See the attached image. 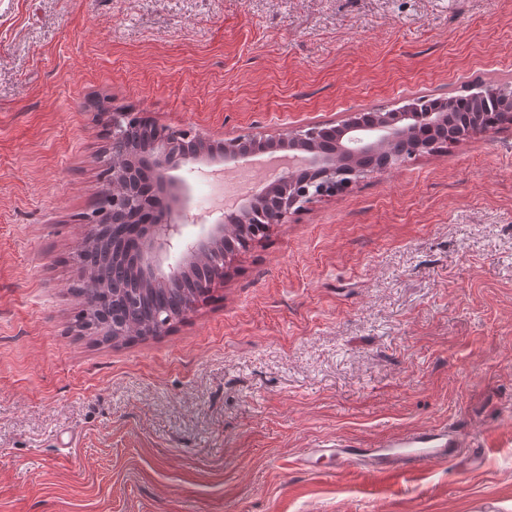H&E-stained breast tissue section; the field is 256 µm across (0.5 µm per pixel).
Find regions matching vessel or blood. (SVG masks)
<instances>
[{
  "label": "vessel or blood",
  "instance_id": "b4317fda",
  "mask_svg": "<svg viewBox=\"0 0 512 512\" xmlns=\"http://www.w3.org/2000/svg\"><path fill=\"white\" fill-rule=\"evenodd\" d=\"M467 439L445 426L401 434L377 448H356L339 441L309 449L300 458L302 466H310L314 458L326 459L329 469L339 471L392 470L410 472L433 462L456 458Z\"/></svg>",
  "mask_w": 512,
  "mask_h": 512
}]
</instances>
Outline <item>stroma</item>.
<instances>
[{"instance_id": "1", "label": "stroma", "mask_w": 512, "mask_h": 512, "mask_svg": "<svg viewBox=\"0 0 512 512\" xmlns=\"http://www.w3.org/2000/svg\"><path fill=\"white\" fill-rule=\"evenodd\" d=\"M474 81H512V0H0V512H512V126L290 214L161 335L75 323L97 100L217 139ZM444 422L493 453L297 464Z\"/></svg>"}]
</instances>
